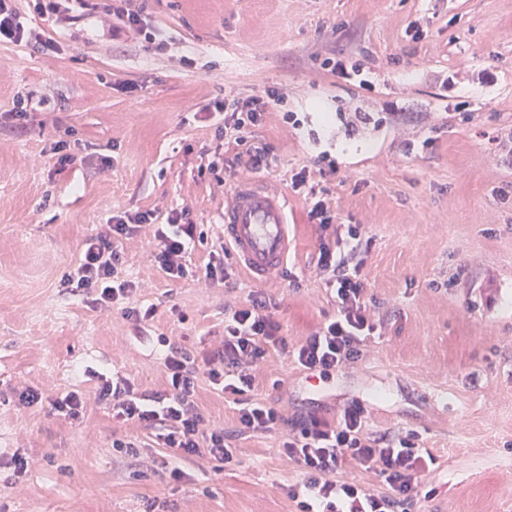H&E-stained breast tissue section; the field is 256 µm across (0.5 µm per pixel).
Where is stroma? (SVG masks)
Wrapping results in <instances>:
<instances>
[{"label": "stroma", "instance_id": "obj_1", "mask_svg": "<svg viewBox=\"0 0 512 512\" xmlns=\"http://www.w3.org/2000/svg\"><path fill=\"white\" fill-rule=\"evenodd\" d=\"M137 5L161 49L133 31L104 40L96 16L56 28L28 0L17 2L22 17L57 50L0 43V113L22 103L31 114L22 132L0 123V512H295L288 489L302 475L280 433L237 439L231 464L184 459L113 419L98 391L107 376L165 392V341L216 347L225 308L257 290L289 344L333 318L313 263L316 197L337 223L366 227L363 275L379 328L358 362L315 385L270 354L251 398L291 422H332L356 405L374 431L416 434L434 457L424 473L433 494L406 512H512V198L498 194L512 183L500 141L512 132V0ZM329 61L360 66L371 89ZM268 89L282 100L247 142L266 148L258 175L288 202L285 269L259 285L241 274L229 290L200 276L169 280L154 254L157 225L184 208L221 234L224 197L247 174L200 106ZM64 151L76 162L59 166ZM221 156L223 170L210 172ZM324 158L335 176L320 174ZM301 171L306 185L293 188ZM129 209L154 214L116 242L133 301L156 307L140 334L121 306L96 309L61 286L84 240ZM29 388L43 402L19 405ZM72 390L84 417L70 423L49 401ZM196 393L210 424L234 433L231 399L203 375ZM116 435L141 441L139 465L113 448ZM17 451L29 459L20 476L1 464Z\"/></svg>", "mask_w": 512, "mask_h": 512}]
</instances>
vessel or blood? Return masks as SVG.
I'll return each instance as SVG.
<instances>
[{
  "label": "vessel or blood",
  "mask_w": 512,
  "mask_h": 512,
  "mask_svg": "<svg viewBox=\"0 0 512 512\" xmlns=\"http://www.w3.org/2000/svg\"><path fill=\"white\" fill-rule=\"evenodd\" d=\"M222 221L224 241L253 283H263L286 266L288 203L265 180L239 179L226 196Z\"/></svg>",
  "instance_id": "vessel-or-blood-1"
}]
</instances>
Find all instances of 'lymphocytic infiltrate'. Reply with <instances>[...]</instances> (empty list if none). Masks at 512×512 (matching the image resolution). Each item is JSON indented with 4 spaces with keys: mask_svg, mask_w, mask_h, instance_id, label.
Returning <instances> with one entry per match:
<instances>
[{
    "mask_svg": "<svg viewBox=\"0 0 512 512\" xmlns=\"http://www.w3.org/2000/svg\"><path fill=\"white\" fill-rule=\"evenodd\" d=\"M36 14L59 25H66L73 15L112 16L113 25L106 35L119 39L125 29L136 30L145 43L156 45L160 38L136 7L135 0H30ZM24 44L52 51L56 45L29 28L21 19L15 0H0V43ZM275 90L244 101H214L211 111L224 116V137L242 143L248 127L257 125L270 103L278 101ZM153 218L149 212H117L109 222L112 234L85 239L73 271L65 273L63 287L71 294L92 298L94 304L109 306L125 303V315L134 325L153 318L151 304L130 305L133 285L121 275L122 258L114 241L133 234L139 225ZM205 233L194 224L188 211L171 210L166 224L156 233V259L169 279L186 278V263ZM370 239L361 225L346 229L345 243L320 240L316 267L326 279L336 306L334 318L289 348L281 336V326L261 295H252L248 306L227 312L224 317V340L221 347L196 356L191 350L173 345L165 357L169 387L166 393L137 390L128 381L103 380L99 397L112 407V416L151 430L163 447L182 456L205 457L219 463L235 462L234 435L213 426L196 402V381L207 375L212 385L231 397L238 407L236 435L271 433L282 420L271 406L252 400L248 393L255 383L254 369L269 351L291 353L305 371L323 375L356 362L363 353V343L376 325L371 320L365 299L363 269ZM413 433L375 435L369 432L358 407L345 408L336 422L318 418L294 423L293 431L281 443L282 453L302 470L299 485L289 488L298 512H401L413 504L421 493L417 472L424 458ZM355 464L383 477L387 489L368 491L344 471Z\"/></svg>",
    "mask_w": 512,
    "mask_h": 512,
    "instance_id": "lymphocytic-infiltrate-1",
    "label": "lymphocytic infiltrate"
}]
</instances>
